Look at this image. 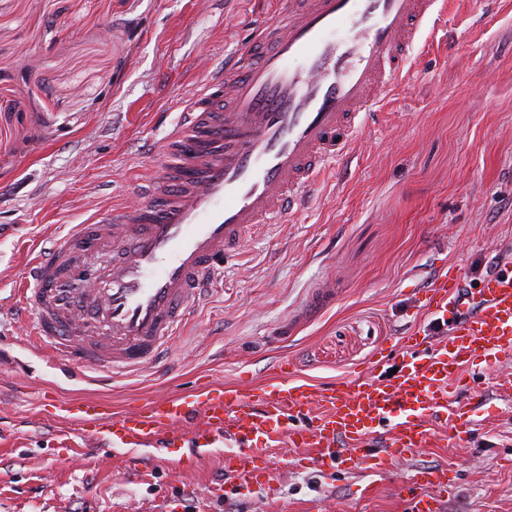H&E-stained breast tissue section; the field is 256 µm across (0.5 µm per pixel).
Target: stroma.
<instances>
[{"instance_id": "stroma-1", "label": "stroma", "mask_w": 512, "mask_h": 512, "mask_svg": "<svg viewBox=\"0 0 512 512\" xmlns=\"http://www.w3.org/2000/svg\"><path fill=\"white\" fill-rule=\"evenodd\" d=\"M278 0H0V512H404L411 470L449 465L441 512H512V395L473 377L462 439L327 475L281 446L274 497L223 483L224 454L146 458L140 479L90 448L59 406L120 415L199 386L271 379L283 358L312 385L351 377L430 320L417 289L512 261V0H460L404 86L360 133L346 174L327 170L292 222L262 229L215 282L160 365L100 386L30 350L18 319L34 251L127 204L211 64L247 43ZM223 483L213 496L210 486Z\"/></svg>"}]
</instances>
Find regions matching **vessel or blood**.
<instances>
[{
    "mask_svg": "<svg viewBox=\"0 0 512 512\" xmlns=\"http://www.w3.org/2000/svg\"><path fill=\"white\" fill-rule=\"evenodd\" d=\"M447 9L448 0H286L185 101L159 170L135 190L141 203L75 225L29 267L31 345H52L65 367L103 381L157 360L257 227L295 217L323 166L349 158ZM103 245L114 260L97 270L91 256ZM460 285L453 270L417 296L445 335L417 332L379 348L346 382L311 387L287 359L275 381L249 391L154 400L115 418L96 400L62 410L95 447L120 451L132 478L144 452L182 442L203 457L230 440L225 479L267 488L271 446L283 438L303 449L308 468L380 470L423 447L431 426L467 429L478 404L450 389L466 384V368L512 362V267L467 298ZM450 481L445 465L411 471L402 486L409 512H440Z\"/></svg>",
    "mask_w": 512,
    "mask_h": 512,
    "instance_id": "obj_1",
    "label": "vessel or blood"
}]
</instances>
